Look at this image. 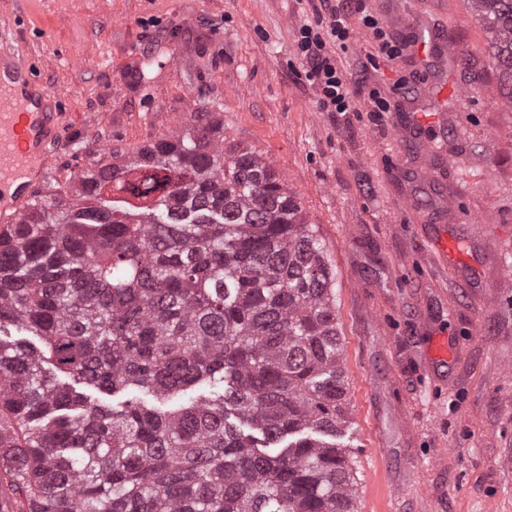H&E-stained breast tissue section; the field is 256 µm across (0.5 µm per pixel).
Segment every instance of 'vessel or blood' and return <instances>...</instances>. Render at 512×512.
I'll use <instances>...</instances> for the list:
<instances>
[{"mask_svg":"<svg viewBox=\"0 0 512 512\" xmlns=\"http://www.w3.org/2000/svg\"><path fill=\"white\" fill-rule=\"evenodd\" d=\"M412 49L420 60L430 61L439 54L455 55L444 33L424 24H416ZM422 94L431 100L467 95L455 78L441 79L423 88ZM58 93L37 83L31 70L17 62L13 52H0V198L11 195L8 223H16L22 206L32 195L34 186L46 174V161L51 147L60 137V115L54 105ZM399 138H413L421 145H433L436 135L447 134L446 123L434 114L410 113L394 123ZM471 239L452 233L446 225L428 227L426 256L438 267L461 277L472 274L467 259ZM458 350L453 337L446 332H431L426 346L427 366L431 373L446 375Z\"/></svg>","mask_w":512,"mask_h":512,"instance_id":"obj_1","label":"vessel or blood"}]
</instances>
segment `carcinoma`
Listing matches in <instances>:
<instances>
[{"label": "carcinoma", "instance_id": "carcinoma-1", "mask_svg": "<svg viewBox=\"0 0 512 512\" xmlns=\"http://www.w3.org/2000/svg\"><path fill=\"white\" fill-rule=\"evenodd\" d=\"M512 84V0H470ZM336 273L269 164L197 121L0 233V474L26 512H354ZM125 399L104 407L59 376ZM220 376L221 395L165 402Z\"/></svg>", "mask_w": 512, "mask_h": 512}]
</instances>
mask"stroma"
<instances>
[{
	"label": "stroma",
	"instance_id": "35a3bbf8",
	"mask_svg": "<svg viewBox=\"0 0 512 512\" xmlns=\"http://www.w3.org/2000/svg\"><path fill=\"white\" fill-rule=\"evenodd\" d=\"M317 0H0V49L19 51L63 89L64 130L33 197L64 191L116 152L223 123L224 147L251 148L317 228L336 270L356 512H512V89L468 0H368L394 35L414 19L451 37L470 93L448 104L455 134L438 200H416L410 173L427 151L398 141V110L418 109L437 72L412 52L379 60L350 112L320 109L295 51ZM391 100L373 111L368 89ZM475 217L481 287L430 265L425 226ZM460 348L446 378L425 361L427 327Z\"/></svg>",
	"mask_w": 512,
	"mask_h": 512
}]
</instances>
